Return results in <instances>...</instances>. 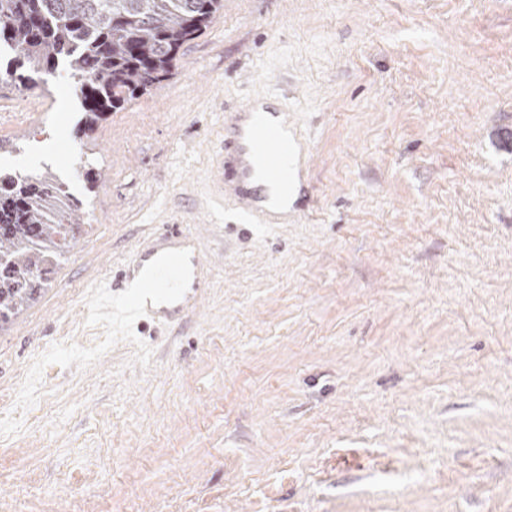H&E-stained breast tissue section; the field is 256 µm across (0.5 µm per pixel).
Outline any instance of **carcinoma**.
<instances>
[{
    "label": "carcinoma",
    "mask_w": 512,
    "mask_h": 512,
    "mask_svg": "<svg viewBox=\"0 0 512 512\" xmlns=\"http://www.w3.org/2000/svg\"><path fill=\"white\" fill-rule=\"evenodd\" d=\"M223 8L224 0H0L5 74L26 87L63 69L90 130L168 78L183 45ZM80 209L50 172L0 173V330L44 293L78 241Z\"/></svg>",
    "instance_id": "obj_1"
}]
</instances>
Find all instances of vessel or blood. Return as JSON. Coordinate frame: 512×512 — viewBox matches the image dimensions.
Listing matches in <instances>:
<instances>
[{
  "label": "vessel or blood",
  "mask_w": 512,
  "mask_h": 512,
  "mask_svg": "<svg viewBox=\"0 0 512 512\" xmlns=\"http://www.w3.org/2000/svg\"><path fill=\"white\" fill-rule=\"evenodd\" d=\"M288 113L263 107L251 98L224 115V145L220 178L249 219L262 224L277 216L251 188L255 176L271 186L286 187L290 155L302 149L288 135ZM210 265L196 233L170 224L136 246L120 275L122 306L134 317L173 325L200 311L208 293Z\"/></svg>",
  "instance_id": "b4317fda"
}]
</instances>
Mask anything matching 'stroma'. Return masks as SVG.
<instances>
[{"label":"stroma","instance_id":"stroma-1","mask_svg":"<svg viewBox=\"0 0 512 512\" xmlns=\"http://www.w3.org/2000/svg\"><path fill=\"white\" fill-rule=\"evenodd\" d=\"M261 95L312 166L286 220L228 223L224 113ZM79 110L0 75V169L83 202L0 331V512H512V0H224L168 80ZM166 224L203 308L120 325Z\"/></svg>","mask_w":512,"mask_h":512}]
</instances>
